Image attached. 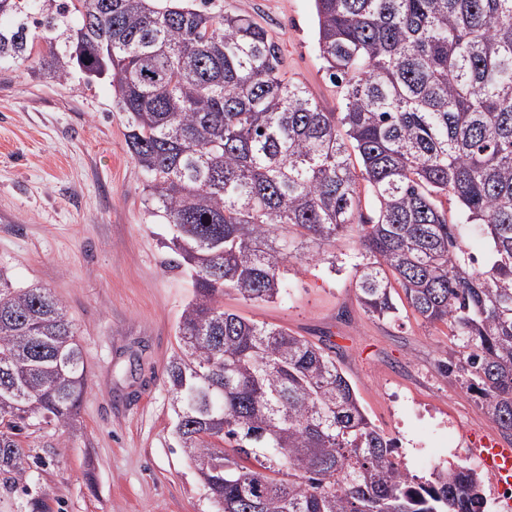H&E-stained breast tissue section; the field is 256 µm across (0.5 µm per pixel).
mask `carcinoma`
Instances as JSON below:
<instances>
[{
	"label": "carcinoma",
	"mask_w": 512,
	"mask_h": 512,
	"mask_svg": "<svg viewBox=\"0 0 512 512\" xmlns=\"http://www.w3.org/2000/svg\"><path fill=\"white\" fill-rule=\"evenodd\" d=\"M207 3L0 0V67L113 89L167 268L190 278L165 367L175 447L214 512H490L464 465L402 470L324 347L222 299L274 301L291 258L356 225L364 312L400 319L399 285L458 341L438 372L512 436V0H314L339 112ZM86 385L66 306L0 268V497L19 512H49L23 439L72 426Z\"/></svg>",
	"instance_id": "obj_1"
}]
</instances>
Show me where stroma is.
<instances>
[{"label":"stroma","instance_id":"1","mask_svg":"<svg viewBox=\"0 0 512 512\" xmlns=\"http://www.w3.org/2000/svg\"><path fill=\"white\" fill-rule=\"evenodd\" d=\"M244 13L281 47L282 69L330 112L341 96L317 45L314 0H210ZM108 83L85 86L0 69V267L20 286L51 289L68 309L88 381L75 427H46L23 446L42 456L33 484L52 512H212L194 468L175 448L164 368L192 297L165 268L167 229L144 204ZM359 233L331 251L335 265L295 259L280 297L225 310L329 345L371 422L411 474L465 462L470 431L499 432L439 359L455 340L412 312L389 322L357 301Z\"/></svg>","mask_w":512,"mask_h":512}]
</instances>
